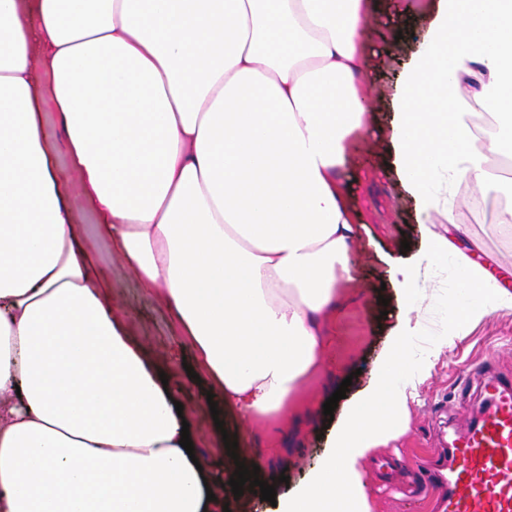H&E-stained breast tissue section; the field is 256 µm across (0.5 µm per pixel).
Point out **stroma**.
<instances>
[{"mask_svg":"<svg viewBox=\"0 0 512 512\" xmlns=\"http://www.w3.org/2000/svg\"><path fill=\"white\" fill-rule=\"evenodd\" d=\"M427 25L426 17L407 16L401 0H378L371 13L367 51L375 110L369 123L370 145L356 146L343 170L354 204L357 237L351 278L340 288L347 303L332 323L333 364L328 373L304 381L299 405L250 427L228 413L223 428H216L207 402L210 383L196 382L184 369L193 363L194 350L167 310L144 292L130 269L113 255L112 241L70 166L51 78L47 72L39 74L36 108L56 179L74 209L78 245L135 341L165 373L169 387L190 412L199 457L212 481L221 482L227 476L224 451L217 443L222 429L240 437L249 448L244 463L259 466L260 480L268 482L284 474L295 486L306 479L326 450L322 433L330 417H342L349 400L368 386L372 368L403 316L393 278L395 267L418 258L428 232H448L444 224L417 223L414 202L398 179L389 142L390 100L397 77L421 43ZM475 193V188L461 184L449 196L468 230L469 251L498 273L512 271V245H503L498 221L487 223L473 214ZM405 241L410 244L406 251L401 248ZM457 287L451 258L434 265L419 282L418 309L411 317L418 321L420 331L411 341V350L415 358L431 359L432 365L409 407L408 432L366 464L372 512H440L437 492L421 487L422 477L412 470V463L446 470L448 460L441 446L455 427L476 412L483 380L512 378V309L498 310L468 325L455 347L435 352L448 327V298ZM345 380L350 383L345 399L333 415H324L325 401Z\"/></svg>","mask_w":512,"mask_h":512,"instance_id":"35a3bbf8","label":"stroma"}]
</instances>
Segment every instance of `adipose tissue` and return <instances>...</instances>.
Masks as SVG:
<instances>
[{
    "label": "adipose tissue",
    "mask_w": 512,
    "mask_h": 512,
    "mask_svg": "<svg viewBox=\"0 0 512 512\" xmlns=\"http://www.w3.org/2000/svg\"><path fill=\"white\" fill-rule=\"evenodd\" d=\"M371 0H0V512H223L180 444L170 389L78 246L36 112L52 92L82 192L167 309L219 411L262 421L321 372L350 277L339 171L365 140ZM398 174L420 223L456 225L444 182L489 187L512 158V0H438L393 99ZM497 118L476 138L470 117ZM455 254L440 348L512 291L429 233L395 269L414 310L423 267ZM396 329L370 391L277 512H371L365 467L409 429L428 373Z\"/></svg>",
    "instance_id": "adipose-tissue-1"
}]
</instances>
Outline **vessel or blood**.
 <instances>
[{"label": "vessel or blood", "mask_w": 512, "mask_h": 512, "mask_svg": "<svg viewBox=\"0 0 512 512\" xmlns=\"http://www.w3.org/2000/svg\"><path fill=\"white\" fill-rule=\"evenodd\" d=\"M483 409L449 442L441 512H512V384L489 377Z\"/></svg>", "instance_id": "b4317fda"}]
</instances>
